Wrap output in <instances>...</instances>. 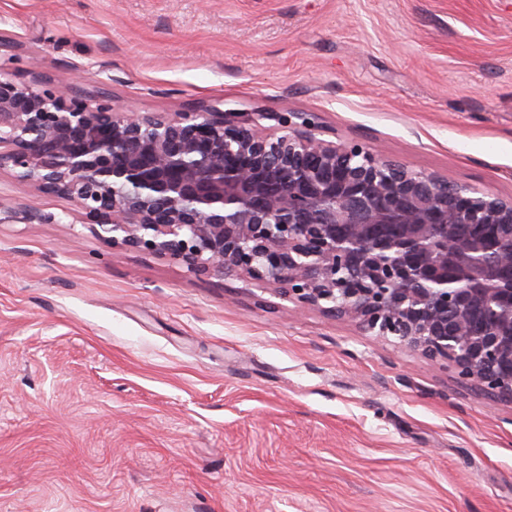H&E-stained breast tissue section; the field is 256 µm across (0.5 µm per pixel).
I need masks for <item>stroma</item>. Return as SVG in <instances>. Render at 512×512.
I'll use <instances>...</instances> for the list:
<instances>
[{"label": "stroma", "instance_id": "obj_1", "mask_svg": "<svg viewBox=\"0 0 512 512\" xmlns=\"http://www.w3.org/2000/svg\"><path fill=\"white\" fill-rule=\"evenodd\" d=\"M0 76L512 200V0H0ZM0 512H512V402L4 172Z\"/></svg>", "mask_w": 512, "mask_h": 512}]
</instances>
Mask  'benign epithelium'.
I'll return each mask as SVG.
<instances>
[{
  "instance_id": "obj_1",
  "label": "benign epithelium",
  "mask_w": 512,
  "mask_h": 512,
  "mask_svg": "<svg viewBox=\"0 0 512 512\" xmlns=\"http://www.w3.org/2000/svg\"><path fill=\"white\" fill-rule=\"evenodd\" d=\"M214 108L133 117L0 78V172L107 246L236 276L512 400V201Z\"/></svg>"
}]
</instances>
